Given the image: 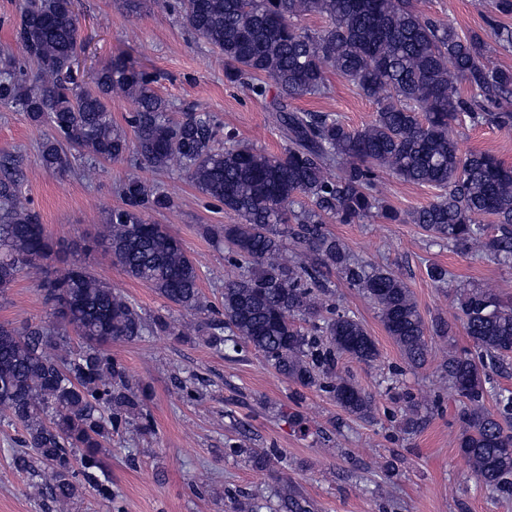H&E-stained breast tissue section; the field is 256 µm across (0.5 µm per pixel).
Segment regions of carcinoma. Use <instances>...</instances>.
<instances>
[{"mask_svg":"<svg viewBox=\"0 0 512 512\" xmlns=\"http://www.w3.org/2000/svg\"><path fill=\"white\" fill-rule=\"evenodd\" d=\"M190 29L224 56V77L254 95L276 90L272 111L287 143L269 153L229 130L215 147L220 125L190 109L181 119L154 88L155 79L116 57L101 65L94 87L79 84L74 63L79 46L75 17L65 0H19L17 41L27 69L0 50V104L24 112L54 134L37 151L40 165L65 174L76 150L90 163L126 157L131 166H176L204 195L224 205L238 223L206 225L205 237L225 241L246 261L224 280L221 318L208 315L197 260L181 240L150 214L171 198L131 172L119 184L123 206L112 210L105 233L84 243L104 248L131 279L195 317L176 324L147 322L125 295L86 266L72 264L38 284L51 307L48 321L0 323V423L22 429V449L12 470L27 479L33 497L68 512L82 493L76 476L103 500L112 499L102 448L122 423L152 431L144 413L146 388L104 346L142 336H201L215 348L254 350L282 377L302 387L328 384L347 413L373 415L370 395L336 375L338 356L372 362L379 351L357 318L328 303L323 270H336L378 309L387 334L412 367L431 356L430 339L447 336L448 320L426 322L406 283L382 266L351 258L343 241L324 225L359 224L379 216L418 224L459 252L485 254L512 264V167L488 152L461 154L453 123L512 129V68L500 50L512 49V26L497 27L495 45L479 35L423 16L413 0H177ZM309 14L325 19L319 29L299 26ZM334 70L376 105L375 117L348 128L330 113L293 108L288 102L327 91ZM473 95L465 99L457 84ZM132 98L130 131L112 123L114 96ZM494 102L498 110L486 107ZM439 190L429 204L402 213L374 187V170ZM21 161L0 154V294L19 275L38 271L63 251L40 215L21 195ZM493 219V233L480 223ZM466 335L476 358L448 350L440 368L463 399L460 448L487 490L512 488V430L486 406V365L512 358V303L492 288L457 289ZM316 326L321 341L300 322ZM82 345L70 346V333Z\"/></svg>","mask_w":512,"mask_h":512,"instance_id":"carcinoma-1","label":"carcinoma"}]
</instances>
